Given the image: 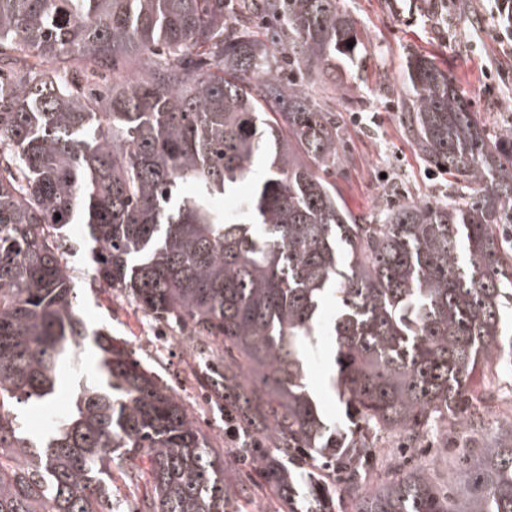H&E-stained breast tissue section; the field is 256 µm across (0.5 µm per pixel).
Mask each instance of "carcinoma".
<instances>
[{
	"label": "carcinoma",
	"instance_id": "carcinoma-1",
	"mask_svg": "<svg viewBox=\"0 0 512 512\" xmlns=\"http://www.w3.org/2000/svg\"><path fill=\"white\" fill-rule=\"evenodd\" d=\"M339 2L0 0V512H114L115 467L144 486L139 512H240L227 473L243 461L287 512H336L338 485L354 512H512V420L483 432L490 386L471 383L512 367V128L493 139L447 71L410 57L405 125L454 198L352 214L327 179L336 114L291 75L359 62ZM272 26L285 39L266 41ZM251 180L235 211L214 207ZM72 224L89 229L93 280L190 326L215 407L258 433L213 447L174 388L89 329L61 262ZM89 339L95 382L30 429L25 403L50 401ZM318 341L348 435L307 390ZM449 417L483 437L452 492L421 466L363 485L380 434L416 444Z\"/></svg>",
	"mask_w": 512,
	"mask_h": 512
}]
</instances>
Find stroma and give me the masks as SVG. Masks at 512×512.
<instances>
[{
    "mask_svg": "<svg viewBox=\"0 0 512 512\" xmlns=\"http://www.w3.org/2000/svg\"><path fill=\"white\" fill-rule=\"evenodd\" d=\"M364 31L359 70L339 81L312 76L311 96L336 112L343 154L332 175L349 209L365 220L387 206L436 200L448 194L447 174L430 168L404 129L403 77L409 53L434 58L453 77L489 133L512 126V47L499 45L491 17L495 0H341ZM74 243L62 261L80 296V312L91 329H105L124 341L142 367L175 384L197 427L214 447L235 444L223 415L207 406L195 378V345L180 328L156 322L118 292L92 281L85 225L72 228ZM91 346H83L61 367L62 383L47 405L25 409L32 426L47 425L67 412L80 378L92 376ZM325 350L310 352L306 383L323 415L346 424L344 405L326 386ZM480 439L442 433L408 452L407 466H425L434 485L448 493L464 458L474 457ZM447 447L440 462L438 447Z\"/></svg>",
    "mask_w": 512,
    "mask_h": 512,
    "instance_id": "35a3bbf8",
    "label": "stroma"
}]
</instances>
